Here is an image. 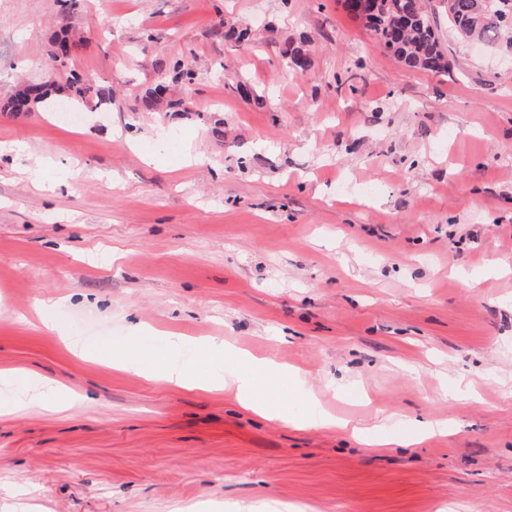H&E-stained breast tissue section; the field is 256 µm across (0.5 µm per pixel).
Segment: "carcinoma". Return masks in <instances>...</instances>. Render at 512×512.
Segmentation results:
<instances>
[{
  "label": "carcinoma",
  "instance_id": "cac0c4a2",
  "mask_svg": "<svg viewBox=\"0 0 512 512\" xmlns=\"http://www.w3.org/2000/svg\"><path fill=\"white\" fill-rule=\"evenodd\" d=\"M376 12L362 16L375 40L386 54L404 67L436 74L451 73L446 49L437 33V24L428 0H377ZM448 27L464 40H476L486 45L498 43L512 32V25L499 20V14L512 12V0H447ZM83 40L68 33L58 36L45 63L46 79L21 85L12 95L0 100V112L20 114L29 111L30 104L51 103L59 94L50 74L66 66L76 57ZM158 77L169 74L190 82L194 79L192 64L177 60L172 65L157 66ZM67 97L83 102L95 98L102 103L112 101V91L97 86L91 78L75 77L66 86Z\"/></svg>",
  "mask_w": 512,
  "mask_h": 512
}]
</instances>
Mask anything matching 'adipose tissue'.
Returning a JSON list of instances; mask_svg holds the SVG:
<instances>
[{
  "mask_svg": "<svg viewBox=\"0 0 512 512\" xmlns=\"http://www.w3.org/2000/svg\"><path fill=\"white\" fill-rule=\"evenodd\" d=\"M179 351V360L157 362L149 378L186 390L231 392L243 407L260 417L295 425L287 407L277 401L276 392L287 381H300L298 371L215 341L183 343ZM218 358L225 361L223 370H211L210 362Z\"/></svg>",
  "mask_w": 512,
  "mask_h": 512,
  "instance_id": "ef3b65f1",
  "label": "adipose tissue"
}]
</instances>
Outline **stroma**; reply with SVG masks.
<instances>
[{
  "label": "stroma",
  "instance_id": "1",
  "mask_svg": "<svg viewBox=\"0 0 512 512\" xmlns=\"http://www.w3.org/2000/svg\"><path fill=\"white\" fill-rule=\"evenodd\" d=\"M431 3L448 75L341 0H0V98L64 31L112 89L75 124L0 112V371L72 400L0 415V512H512V49ZM182 58L193 84L146 109ZM171 335L298 369V417L448 429L267 421L148 379ZM445 427L446 425L445 422L443 421L427 419L425 421H419V428L412 437H396L387 434L386 426L384 424H379L374 425L371 428L372 430L377 431L379 433V436L369 441H365V443L377 446V448H389L393 446L408 447L410 445L417 443L422 436L434 432H440L444 430Z\"/></svg>",
  "mask_w": 512,
  "mask_h": 512
}]
</instances>
